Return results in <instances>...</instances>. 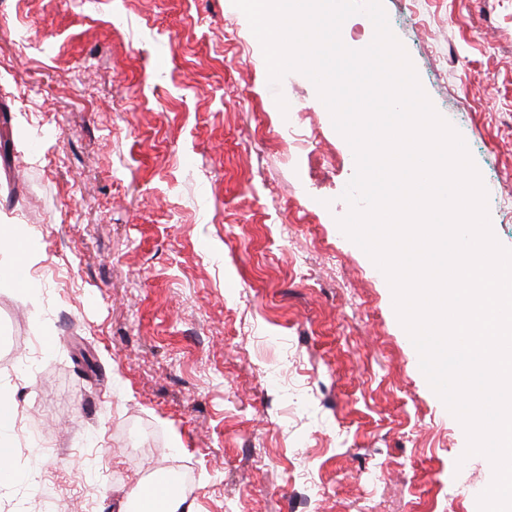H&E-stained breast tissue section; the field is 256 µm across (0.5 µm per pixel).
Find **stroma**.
<instances>
[{
	"mask_svg": "<svg viewBox=\"0 0 512 512\" xmlns=\"http://www.w3.org/2000/svg\"><path fill=\"white\" fill-rule=\"evenodd\" d=\"M512 249V0H382ZM0 512H478L485 456L339 228L354 153L232 0H0ZM27 266L25 280L13 271ZM15 417V406L14 404L5 398L0 400V464L2 462L9 459L13 453L14 448L10 445L9 442V432L13 425ZM0 465V470L3 467ZM155 512H197L193 502L172 497L168 489H159L153 504Z\"/></svg>",
	"mask_w": 512,
	"mask_h": 512,
	"instance_id": "35a3bbf8",
	"label": "stroma"
}]
</instances>
